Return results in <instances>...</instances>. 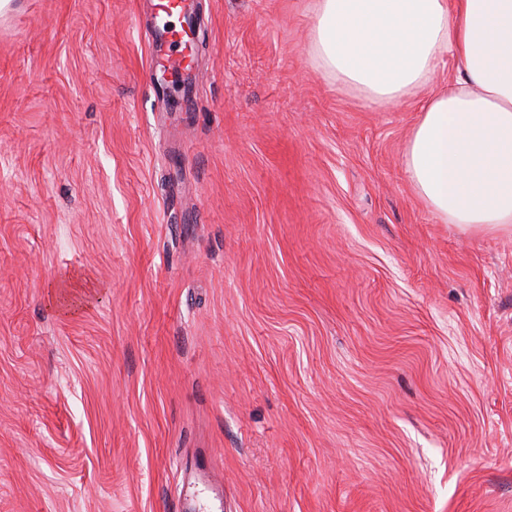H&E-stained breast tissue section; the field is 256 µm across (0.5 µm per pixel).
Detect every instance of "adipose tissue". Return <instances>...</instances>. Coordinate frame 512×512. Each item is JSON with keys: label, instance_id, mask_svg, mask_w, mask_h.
I'll list each match as a JSON object with an SVG mask.
<instances>
[{"label": "adipose tissue", "instance_id": "ef3b65f1", "mask_svg": "<svg viewBox=\"0 0 512 512\" xmlns=\"http://www.w3.org/2000/svg\"><path fill=\"white\" fill-rule=\"evenodd\" d=\"M312 30L319 66L378 103L422 88L451 55L455 77L422 105L406 171L443 223L512 227V0H317Z\"/></svg>", "mask_w": 512, "mask_h": 512}]
</instances>
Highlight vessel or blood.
Segmentation results:
<instances>
[{"label":"vessel or blood","instance_id":"b4317fda","mask_svg":"<svg viewBox=\"0 0 512 512\" xmlns=\"http://www.w3.org/2000/svg\"><path fill=\"white\" fill-rule=\"evenodd\" d=\"M195 4L196 0H155L147 14L152 60L163 71L179 76L187 93L200 79L195 41L189 36L198 20Z\"/></svg>","mask_w":512,"mask_h":512}]
</instances>
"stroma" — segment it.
Wrapping results in <instances>:
<instances>
[{
    "label": "stroma",
    "instance_id": "35a3bbf8",
    "mask_svg": "<svg viewBox=\"0 0 512 512\" xmlns=\"http://www.w3.org/2000/svg\"><path fill=\"white\" fill-rule=\"evenodd\" d=\"M315 0L0 13V512H512V233L404 165L423 101L308 51ZM195 4L196 0H157V3L150 4L147 13L152 36V61L164 72L179 76L186 94L192 92L194 81H200L196 64V41L189 36L194 24L199 21ZM175 12L179 26L168 20Z\"/></svg>",
    "mask_w": 512,
    "mask_h": 512
}]
</instances>
